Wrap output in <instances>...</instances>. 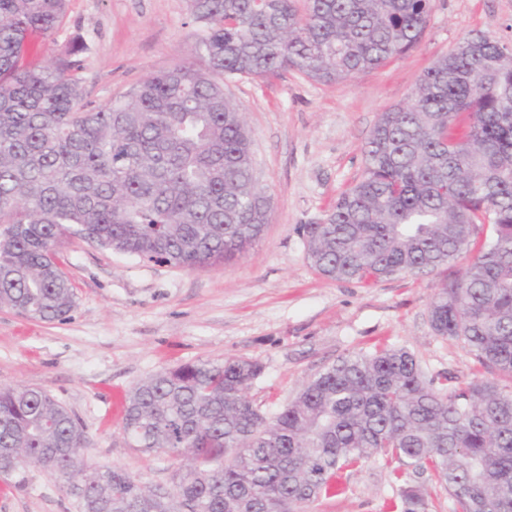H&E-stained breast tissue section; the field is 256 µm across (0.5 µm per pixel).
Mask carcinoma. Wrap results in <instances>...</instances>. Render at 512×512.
I'll use <instances>...</instances> for the list:
<instances>
[{
    "label": "carcinoma",
    "mask_w": 512,
    "mask_h": 512,
    "mask_svg": "<svg viewBox=\"0 0 512 512\" xmlns=\"http://www.w3.org/2000/svg\"><path fill=\"white\" fill-rule=\"evenodd\" d=\"M67 0H0V308L65 320L75 293L58 247L100 248L186 269L227 261L262 236L243 112L224 80L296 68L344 84L420 41L430 0H188L193 55L105 106L72 62H22L52 38ZM361 179L319 224L308 257L339 281L432 273L468 258L429 308L435 335L490 376L428 377L387 345L339 359L270 417L248 396L252 359L161 370L129 394L130 444L183 461L172 489L84 460L80 423L41 388L0 387V471L39 467L82 512H308L336 477L376 458L430 470L455 512H512V48L475 35L436 60L409 100L380 114ZM400 512H427L416 485Z\"/></svg>",
    "instance_id": "1"
}]
</instances>
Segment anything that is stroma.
<instances>
[{
  "label": "stroma",
  "instance_id": "stroma-1",
  "mask_svg": "<svg viewBox=\"0 0 512 512\" xmlns=\"http://www.w3.org/2000/svg\"><path fill=\"white\" fill-rule=\"evenodd\" d=\"M198 27L187 0H68L54 40L36 39L27 62L61 59L87 45L70 71L85 101L102 106L149 73L187 59ZM480 34L512 45V0H431L426 31L404 56L345 84L288 68L225 82L251 137L254 179L270 199L260 240L228 262L194 270L67 239L59 260L76 306L40 322L0 308V386L47 390L85 428V461L143 483L172 487L181 462L132 448L122 431L127 397L160 370L198 360L252 358L262 365L249 396L267 415L342 356L389 344L414 353L427 375L468 380L480 367L462 345L436 336L430 304L461 261L429 274L366 284L327 279L311 266L301 225L321 222L364 170L363 147L380 115L403 104L440 56ZM23 485L0 477V512H81L56 475L28 468ZM338 494L311 512H394L403 483L420 486L428 512H454L430 474L398 462L345 471Z\"/></svg>",
  "mask_w": 512,
  "mask_h": 512
}]
</instances>
